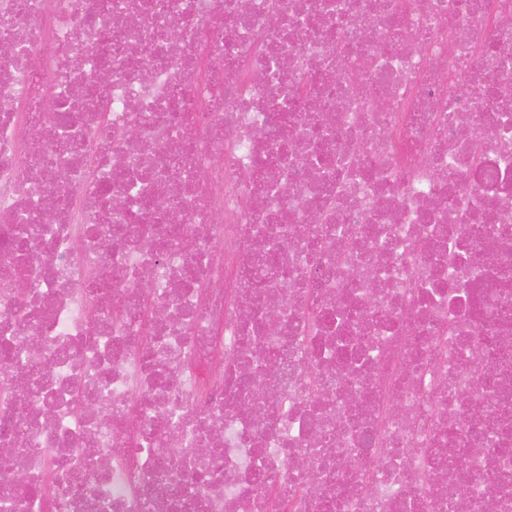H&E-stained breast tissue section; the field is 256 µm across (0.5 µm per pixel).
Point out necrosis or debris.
Instances as JSON below:
<instances>
[{"mask_svg":"<svg viewBox=\"0 0 512 512\" xmlns=\"http://www.w3.org/2000/svg\"><path fill=\"white\" fill-rule=\"evenodd\" d=\"M4 44L0 512H512V0H0Z\"/></svg>","mask_w":512,"mask_h":512,"instance_id":"obj_1","label":"necrosis or debris"}]
</instances>
